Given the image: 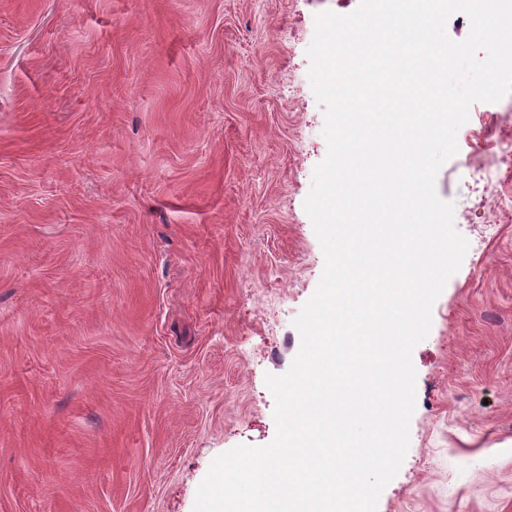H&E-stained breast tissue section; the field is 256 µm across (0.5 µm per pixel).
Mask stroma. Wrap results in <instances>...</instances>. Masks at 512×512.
Segmentation results:
<instances>
[{
    "label": "stroma",
    "mask_w": 512,
    "mask_h": 512,
    "mask_svg": "<svg viewBox=\"0 0 512 512\" xmlns=\"http://www.w3.org/2000/svg\"><path fill=\"white\" fill-rule=\"evenodd\" d=\"M360 0H0V512H193L275 436L267 376L324 254L306 51ZM477 102L439 170L469 242L412 352L378 512H512V136ZM506 147L501 149L500 155H494L488 159H481L470 165V177L475 183H490L496 169L501 164L512 163V142L505 141Z\"/></svg>",
    "instance_id": "stroma-1"
}]
</instances>
